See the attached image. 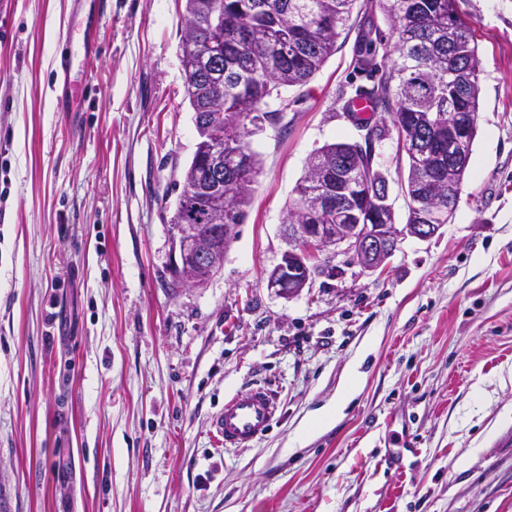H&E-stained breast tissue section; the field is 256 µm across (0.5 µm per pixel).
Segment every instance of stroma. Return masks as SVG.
I'll use <instances>...</instances> for the list:
<instances>
[{"mask_svg": "<svg viewBox=\"0 0 512 512\" xmlns=\"http://www.w3.org/2000/svg\"><path fill=\"white\" fill-rule=\"evenodd\" d=\"M0 0V495L11 512H512V0H460L481 62L451 223L383 272L286 299L267 274L310 155L362 138L346 112L372 0L250 145L260 160L222 270L175 287L169 224L198 139L179 60L185 0ZM396 224L395 137L376 143ZM362 378L333 421L347 373ZM262 385L245 448L212 429ZM278 402L265 386L234 395L224 402V411L215 419L214 428L225 448H243L262 435L274 421Z\"/></svg>", "mask_w": 512, "mask_h": 512, "instance_id": "1", "label": "stroma"}]
</instances>
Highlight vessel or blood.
I'll use <instances>...</instances> for the list:
<instances>
[{
    "label": "vessel or blood",
    "instance_id": "1",
    "mask_svg": "<svg viewBox=\"0 0 512 512\" xmlns=\"http://www.w3.org/2000/svg\"><path fill=\"white\" fill-rule=\"evenodd\" d=\"M277 411L278 402L273 392L256 386L227 399L223 412L214 421V428L225 447L242 448L271 426Z\"/></svg>",
    "mask_w": 512,
    "mask_h": 512
}]
</instances>
